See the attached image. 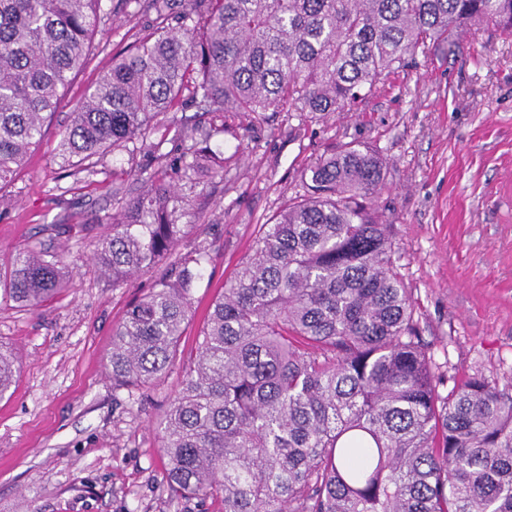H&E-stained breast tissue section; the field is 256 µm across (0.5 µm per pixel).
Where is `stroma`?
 Listing matches in <instances>:
<instances>
[{"instance_id":"1","label":"stroma","mask_w":512,"mask_h":512,"mask_svg":"<svg viewBox=\"0 0 512 512\" xmlns=\"http://www.w3.org/2000/svg\"><path fill=\"white\" fill-rule=\"evenodd\" d=\"M87 67L76 74L26 166L0 185V265L31 246L64 263L63 284L36 310L0 291V346L18 359L0 399V512H222L220 501L171 495L158 425L196 355L213 297L250 253L265 223L301 189V173L331 146L371 145L388 162L374 206L393 226L395 259L416 305L433 364L453 386L479 373L512 387V36L466 32L452 52L417 57L364 101L323 116L225 113L209 145L223 180L199 170L177 181L188 199L173 253L204 249L180 354L151 389L114 391L106 367L112 330L152 288L160 267L121 285L93 260L112 227L114 187L157 170L140 143L108 151L94 169L62 162L57 145L88 89L152 26L137 0H102ZM209 129L214 115L183 101L151 136L179 156V121Z\"/></svg>"}]
</instances>
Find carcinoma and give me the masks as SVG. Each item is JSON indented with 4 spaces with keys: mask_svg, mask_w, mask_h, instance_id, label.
Instances as JSON below:
<instances>
[{
    "mask_svg": "<svg viewBox=\"0 0 512 512\" xmlns=\"http://www.w3.org/2000/svg\"><path fill=\"white\" fill-rule=\"evenodd\" d=\"M101 0H0V184L26 161L87 62ZM148 0L153 32L112 57L58 145L82 165L147 141L188 96L224 112H341L380 80L470 28L512 36V0ZM211 133L184 125L186 178L200 160L224 178ZM387 162L346 145L319 159L304 193L260 225L209 306L197 356L160 431L176 498H222L224 512H512V391L444 376L417 336L390 225L371 202ZM127 194L95 255L120 284L157 265L183 234L174 185L155 173ZM208 254L177 259L112 331V386L151 388L174 364ZM62 265L32 247L10 260L4 292L36 309ZM17 358L0 359V397Z\"/></svg>",
    "mask_w": 512,
    "mask_h": 512,
    "instance_id": "carcinoma-1",
    "label": "carcinoma"
}]
</instances>
